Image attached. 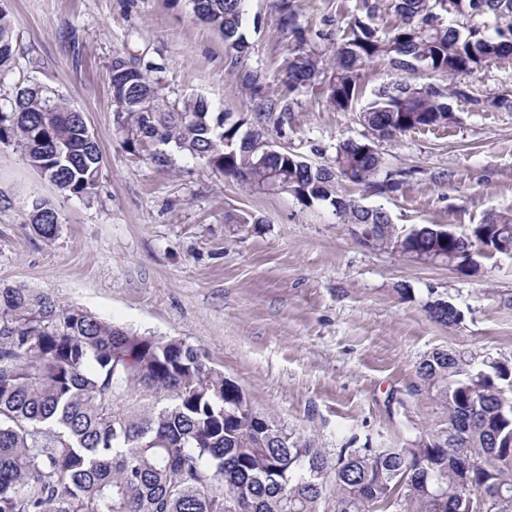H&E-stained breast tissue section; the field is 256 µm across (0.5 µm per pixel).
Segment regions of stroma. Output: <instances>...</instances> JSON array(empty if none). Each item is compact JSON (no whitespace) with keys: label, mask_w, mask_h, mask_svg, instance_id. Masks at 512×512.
Returning <instances> with one entry per match:
<instances>
[{"label":"stroma","mask_w":512,"mask_h":512,"mask_svg":"<svg viewBox=\"0 0 512 512\" xmlns=\"http://www.w3.org/2000/svg\"><path fill=\"white\" fill-rule=\"evenodd\" d=\"M306 33L327 31L330 52L360 0H289ZM279 0H248L239 53L197 20L188 0H0L11 16L15 70L49 85L84 113L103 154L101 191L85 200L59 191L16 148L0 144V283L21 285L64 306L85 308L140 334L174 336L200 348L240 384L254 407L329 454L356 447L410 446L417 434L448 431V412L417 376L442 349L512 358V256L460 270L363 244L332 207L264 194L160 145L131 153L114 121L107 66L115 54L164 64L171 98L202 95L233 115L261 100L244 82L267 77V95L290 106L274 141L318 163L367 136L361 103L330 106L322 84L288 91L282 78L291 36L277 25ZM39 59L30 67V59ZM475 94L512 92V62L472 74ZM454 122L382 141L400 189L341 191L383 207L393 224H440L465 232L492 211H512V110L454 102ZM53 202L60 224L45 241L29 222L31 202ZM248 213L255 226L225 223ZM452 302L456 325L427 306Z\"/></svg>","instance_id":"obj_1"}]
</instances>
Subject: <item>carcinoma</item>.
<instances>
[{
	"label": "carcinoma",
	"instance_id": "carcinoma-1",
	"mask_svg": "<svg viewBox=\"0 0 512 512\" xmlns=\"http://www.w3.org/2000/svg\"><path fill=\"white\" fill-rule=\"evenodd\" d=\"M204 23L244 52L247 0H190ZM400 23L380 37L356 18L325 67L305 51L297 14L281 5L279 25L296 38L288 88L316 81L339 112L362 94L361 72L376 59L406 80L384 86L360 111L371 137L349 140L326 164L277 146L264 155L268 123L287 107L269 99L247 121L215 111L202 96L172 100L165 67L112 57L109 78L123 144L147 142L201 162L247 188L293 189L302 204L326 203L344 224L371 227L373 244L424 262L478 266L512 253V213L491 212L469 232L436 224L400 229L383 208L361 206L338 183L384 194L407 173L383 171L379 142L455 120L451 99L480 106L464 78L488 61H512V0H391ZM14 30L0 9V77L12 70ZM427 72L448 80L413 82ZM83 113L37 82L0 99V143L15 147L60 191L100 193L103 156ZM30 223L46 241L59 214L32 203ZM432 318L458 323L437 299ZM448 409L445 438L411 448H351L332 459L255 409L224 371L180 338L146 336L21 286L0 283V512H374L402 498L420 512H512V360L491 366L462 350H435L417 369Z\"/></svg>",
	"mask_w": 512,
	"mask_h": 512
}]
</instances>
